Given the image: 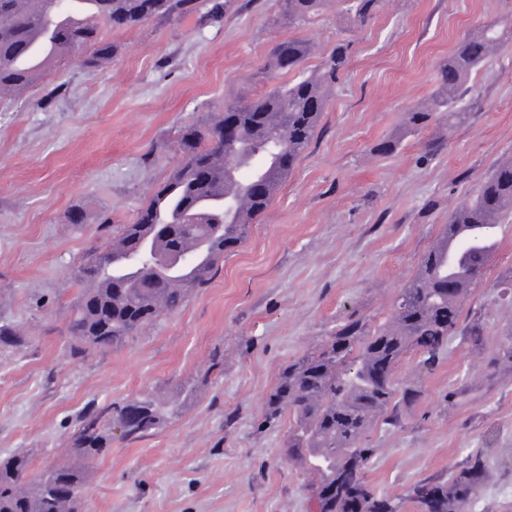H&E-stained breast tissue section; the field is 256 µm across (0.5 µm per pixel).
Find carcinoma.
Segmentation results:
<instances>
[{"label":"carcinoma","mask_w":512,"mask_h":512,"mask_svg":"<svg viewBox=\"0 0 512 512\" xmlns=\"http://www.w3.org/2000/svg\"><path fill=\"white\" fill-rule=\"evenodd\" d=\"M89 20L72 26L63 20L82 2ZM143 0H0V95L35 81L52 61L93 51L80 66L97 68L116 56L103 53L99 26L105 18L126 28L150 22L176 23L206 7L222 15L224 0H153L151 15ZM353 24L363 26L382 0H343ZM323 0H283L288 25L308 23ZM500 39L497 25L483 27L461 41L441 67L440 84L424 102L406 113L409 131L419 133L433 122L452 128L470 116L463 99L471 93L472 74L492 56ZM312 51L303 38L277 43L271 53L272 75L294 78L260 97L224 106V112L178 132L182 161L139 210L133 222L112 227L103 244L89 250L67 324L70 351L120 349L141 329L180 307L189 293L212 278L224 254L247 237L260 215L308 149L328 102L331 86L350 61L349 44L341 43L306 72ZM43 56L35 67L27 56ZM226 124L235 139L219 147L214 139ZM512 219V157L499 161L442 225L423 255L413 278L402 288L389 321L373 330L363 318L350 319L317 349L288 364L270 394L267 415L292 417L285 442L288 460L314 476L312 498L319 512H404L410 502L420 512H470L487 471L483 455L467 458L445 481L414 484L392 498L377 496L363 480L372 449L363 440L385 416L396 394L394 379L374 374L378 363L398 367L416 351L421 368L430 370L450 337L461 334L479 347L484 322L473 313L461 323L463 303L478 285L488 257L496 250L491 230ZM24 345L16 328L0 324V354ZM498 362L512 372V327L499 349ZM169 410L149 397L136 398L81 421L73 448L87 461L101 454L118 428L137 439L166 420ZM27 458L0 460V512H77L85 490V466H58L30 480Z\"/></svg>","instance_id":"cac0c4a2"}]
</instances>
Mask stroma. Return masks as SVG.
I'll return each mask as SVG.
<instances>
[{
	"instance_id": "1",
	"label": "stroma",
	"mask_w": 512,
	"mask_h": 512,
	"mask_svg": "<svg viewBox=\"0 0 512 512\" xmlns=\"http://www.w3.org/2000/svg\"><path fill=\"white\" fill-rule=\"evenodd\" d=\"M490 22L500 45L473 76L470 119L410 134L406 112L436 88L456 44ZM99 35L116 45L112 61H61L0 98V323L27 338L0 357V456L25 455L34 478L72 461L88 410L180 396L157 429L113 435L87 462L80 512H316L309 476L283 455L290 417L269 419L267 399L289 363L349 318L381 327L452 210L512 155V0H383L362 27L326 0L301 28L277 0H230L216 20L199 11ZM291 37L313 45L307 70L343 40L351 61L288 180L180 308L121 349L72 357L75 268L104 217L131 222L178 163L176 132L266 92L270 51ZM389 137L396 149L379 153ZM77 205L81 224L69 221ZM495 238L463 305L481 313L484 344L450 337L429 371L414 354L401 362L399 387L419 383L420 396L399 424L368 434L364 476L377 495L447 479L480 451L489 477L471 512H512V372L491 373L512 327V295L493 286L512 266V223Z\"/></svg>"
}]
</instances>
